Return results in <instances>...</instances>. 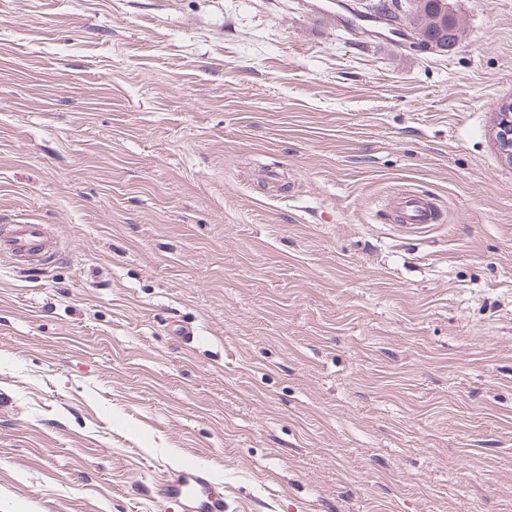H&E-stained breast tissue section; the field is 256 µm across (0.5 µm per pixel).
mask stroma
Returning a JSON list of instances; mask_svg holds the SVG:
<instances>
[{"instance_id": "1", "label": "stroma", "mask_w": 512, "mask_h": 512, "mask_svg": "<svg viewBox=\"0 0 512 512\" xmlns=\"http://www.w3.org/2000/svg\"><path fill=\"white\" fill-rule=\"evenodd\" d=\"M0 0V512H512V0ZM432 197L399 226L390 200ZM193 329L190 339L171 324ZM419 0H409L405 10V16L411 27V33L416 42L423 41L427 45L436 48L441 52H449L457 46V31L459 29V22L455 18H448L449 14H452L448 7V15L441 13V6L443 1L439 0H424L421 4L420 14L428 19L425 22L415 21V17L419 14L413 8L414 3H419ZM438 2V14L434 15V19H429L433 11V2ZM431 24V25H430ZM449 28H454L451 32H448ZM496 139L503 158L512 163V103L503 102L496 109ZM398 220L405 228L420 229L436 223L435 207L427 196L418 192H409L394 202ZM0 250L14 258L48 264L59 249L47 235L43 224H14L8 233L0 232ZM156 492L175 506L176 512H226L224 491L201 465H184L167 472Z\"/></svg>"}]
</instances>
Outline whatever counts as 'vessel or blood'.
Returning <instances> with one entry per match:
<instances>
[{"label": "vessel or blood", "instance_id": "obj_1", "mask_svg": "<svg viewBox=\"0 0 512 512\" xmlns=\"http://www.w3.org/2000/svg\"><path fill=\"white\" fill-rule=\"evenodd\" d=\"M394 209L399 222L409 229H420L436 221L432 201L417 192L398 197ZM0 252L48 264L58 255L59 249L48 237L44 225L16 224L9 232H0ZM156 492L167 503L175 506L177 512H226L223 492L209 471L197 464L167 472Z\"/></svg>", "mask_w": 512, "mask_h": 512}]
</instances>
